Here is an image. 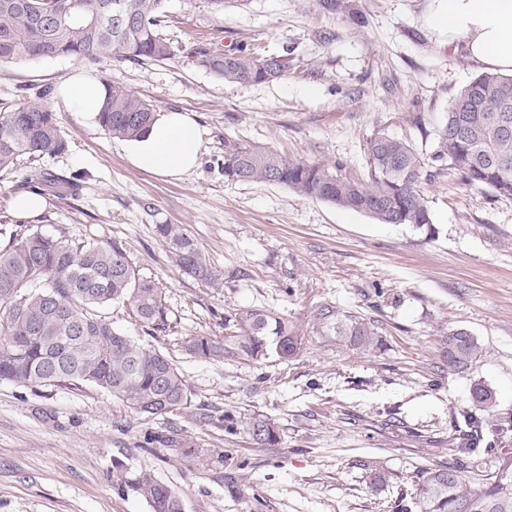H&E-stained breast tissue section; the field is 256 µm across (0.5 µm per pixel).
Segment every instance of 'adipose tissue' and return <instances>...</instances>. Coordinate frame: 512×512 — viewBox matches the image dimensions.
I'll list each match as a JSON object with an SVG mask.
<instances>
[{"mask_svg": "<svg viewBox=\"0 0 512 512\" xmlns=\"http://www.w3.org/2000/svg\"><path fill=\"white\" fill-rule=\"evenodd\" d=\"M431 23L464 42L471 60L485 69L512 73V0H441ZM76 112L97 114L105 90L93 78L66 79L59 88ZM201 147L200 130L184 112L160 113L147 135L131 144L134 164L146 171L174 177L195 167Z\"/></svg>", "mask_w": 512, "mask_h": 512, "instance_id": "ef3b65f1", "label": "adipose tissue"}]
</instances>
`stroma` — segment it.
Wrapping results in <instances>:
<instances>
[{
	"label": "stroma",
	"instance_id": "35a3bbf8",
	"mask_svg": "<svg viewBox=\"0 0 512 512\" xmlns=\"http://www.w3.org/2000/svg\"><path fill=\"white\" fill-rule=\"evenodd\" d=\"M437 0H168L161 62L68 58L0 64V104L55 112L65 150L0 171V215L32 169L86 177L44 189L29 226L82 242L120 241L165 291L166 323L109 307L113 326L165 354L189 402L146 417L91 389L0 382V512H150L116 482L117 466L150 474L184 512H412L419 468L449 459L467 431L473 380L497 392L512 422V199L457 178L424 185L435 236L381 224L279 184L226 180L224 141L289 158L341 164L363 176L367 139L385 131L429 151L448 104L482 69L433 27ZM196 41L216 53L279 54L288 69L265 83H227L180 53ZM74 75L123 85L156 111L188 113L201 133L199 163L164 177L136 167L128 141L59 95ZM177 224L223 274L210 286L183 274L155 227ZM374 319L378 348L358 354L313 318L320 305ZM265 308L295 323L294 360H200L186 337L225 334V318ZM464 329L483 353L450 372L439 341ZM262 414L279 427L271 448L224 429L225 414ZM178 442L167 448L154 436ZM193 455H182L181 446ZM383 483L372 484L373 470Z\"/></svg>",
	"mask_w": 512,
	"mask_h": 512
}]
</instances>
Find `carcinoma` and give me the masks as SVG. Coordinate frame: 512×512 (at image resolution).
I'll return each instance as SVG.
<instances>
[{
  "mask_svg": "<svg viewBox=\"0 0 512 512\" xmlns=\"http://www.w3.org/2000/svg\"><path fill=\"white\" fill-rule=\"evenodd\" d=\"M127 6L132 22L112 19L114 4ZM167 0H0V63L69 58L95 62L113 58L142 63L162 61L179 50L228 83L269 82L287 68L285 56L261 57L241 49L226 58L190 42L174 47L163 35ZM97 121L110 136L137 140L156 119L153 105L134 91L104 83ZM512 120V75L486 72L452 98L437 130L433 149L419 153L406 140L378 132L367 141L366 175H342L322 163L289 159L261 146L224 140V178L283 184L298 196L364 213L382 224H406L434 233L423 185L453 172L471 188L512 198V132L498 118ZM65 141L50 110L27 105L0 109V171L21 156L56 155ZM156 232L170 245L187 275L215 285L222 274L202 258L194 241L175 224ZM9 244L0 249V381L24 387L88 386L105 391L134 412L161 416L188 403L182 372L165 355L147 350L112 327L104 309L128 304L137 320L156 327L166 322L164 291L139 273L118 241L73 243L46 235L11 218L0 222ZM314 320L358 353L379 344L374 324L361 316L323 305ZM222 340L196 335L185 352L204 360L260 361L274 355L295 358L304 336L287 318L263 308L235 313L224 323ZM448 371L463 373L483 347L458 329L441 340ZM475 407L491 414L493 389L472 383ZM230 433L245 431L253 444L279 443L278 426L266 416L239 420L224 415ZM448 464L417 473V512H512V460L480 446L477 439H451ZM121 483L139 495L150 512H181L171 488L145 473H120Z\"/></svg>",
  "mask_w": 512,
  "mask_h": 512,
  "instance_id": "obj_1",
  "label": "carcinoma"
}]
</instances>
